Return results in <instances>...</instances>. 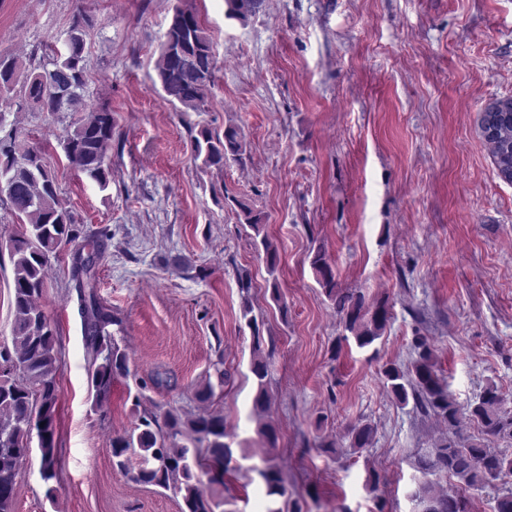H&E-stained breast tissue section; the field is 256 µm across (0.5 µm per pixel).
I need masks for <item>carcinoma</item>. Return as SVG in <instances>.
<instances>
[{
	"label": "carcinoma",
	"instance_id": "carcinoma-1",
	"mask_svg": "<svg viewBox=\"0 0 512 512\" xmlns=\"http://www.w3.org/2000/svg\"><path fill=\"white\" fill-rule=\"evenodd\" d=\"M229 19L247 22L263 5V0H224ZM86 21L75 16L65 32V50L51 49V56L27 71L14 56L0 54V101L14 93L18 83L28 86L30 98L51 115L80 102L86 89L84 58ZM157 76L169 102L192 111H202L214 86L216 60L213 42L190 9L175 8L155 62ZM114 136V118L106 109L93 111L77 123L63 141L70 164L102 190L108 188L112 170L107 162ZM503 161L512 165V123L501 130ZM193 159L204 170H222L230 163L242 165L248 158L247 144L235 124L218 133L208 127L191 137ZM237 208L238 221L251 228L255 246L261 250L269 274L280 264L277 248L264 232V217L249 202L224 196ZM0 201L14 215L26 220L29 229L9 240L13 262V350L0 352V360L11 366L0 368V512H14L16 479L21 462L27 457L25 444L33 420L47 416L46 435L39 442L41 476L56 478L54 418L58 403V332L42 308L46 270L58 248L78 238L72 215L60 205L58 184L48 170L42 148L19 139L12 129L0 137ZM102 253L93 248L76 261L74 278L80 293L85 342L90 348L88 374L94 404L106 398L112 381L128 372V356L120 345L122 337L109 331L121 327L118 315L107 306L94 286V268ZM310 265L326 296L334 302L346 331L360 349L372 347L381 339L391 320L387 301L369 306L361 292L338 287L336 273L322 249L309 253ZM242 318L253 343L251 372L257 381L253 408L264 414L270 408L268 377L275 353L274 341H265L262 326L253 315L252 278L238 273ZM413 359L407 368L389 363L383 368L387 392L400 404L414 400L416 406L437 418L448 429V437L430 452L419 456L418 469L425 475H443L455 480L448 490L424 481L412 493L416 512H468L467 490L496 486L495 512H512V456L488 447L490 442L512 446V407L498 386L487 385L463 406L458 403L437 374L430 339L415 333L411 343ZM215 380H206L194 393L201 402L215 403L224 398V386L231 373L224 367V356L212 363ZM476 425L478 435L467 436L465 428ZM349 448L358 452L374 438V428L358 422L347 429ZM230 432L220 408L203 414L186 415L176 409L148 412L139 417L135 428L112 437L113 465L140 485L169 491L180 500V512H216L220 503L207 493L199 478L204 473L222 482L224 475L239 469L232 464L233 452L227 439ZM269 498L267 512H282L276 499L286 495L280 466L267 460L256 469Z\"/></svg>",
	"mask_w": 512,
	"mask_h": 512
}]
</instances>
